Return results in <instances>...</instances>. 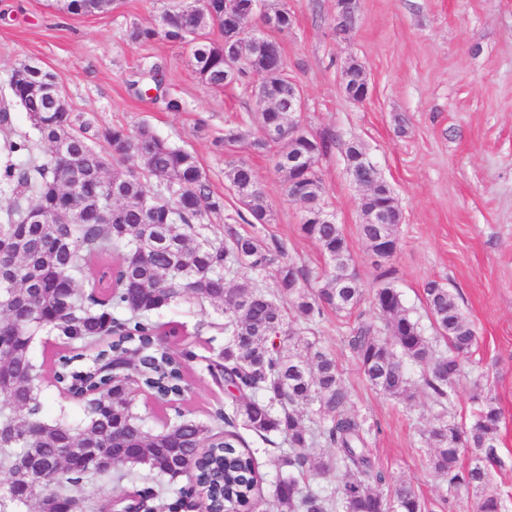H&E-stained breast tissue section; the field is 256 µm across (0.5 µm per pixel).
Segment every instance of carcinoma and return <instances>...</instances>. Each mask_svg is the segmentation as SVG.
<instances>
[{
    "label": "carcinoma",
    "instance_id": "cac0c4a2",
    "mask_svg": "<svg viewBox=\"0 0 512 512\" xmlns=\"http://www.w3.org/2000/svg\"><path fill=\"white\" fill-rule=\"evenodd\" d=\"M160 21L165 28L135 26L129 38L192 41L189 61L199 81L224 87V48L241 40V31L224 20V0H186ZM214 29L221 40L210 38ZM240 74L265 82L273 99L288 95L289 74L269 77L261 50L247 54ZM48 76L37 69L24 84L9 83L12 99L35 120L36 139L16 133L11 114L0 109V192L12 199L0 216V240H20L0 259V512H184L202 494L217 512H238L261 480L245 432L280 447L276 465L286 475L266 503L269 512H426L412 487L382 489L384 479L367 454L375 425L350 411L332 354L288 326L286 303L309 324L327 308L350 315L364 300L339 225L320 223L326 206L320 176L288 167V156L260 135L249 141L253 150L270 154L286 191L312 186L314 220L301 230L330 263L326 286L313 292L300 287L303 274L282 246L231 226L223 239L205 234L206 220L224 210V199L192 153L145 125L101 130L94 137L103 138L112 154L96 152L90 126L58 111L40 90ZM72 166L84 174L77 187L68 184ZM224 174L231 188L247 192L240 197L247 211L240 219L270 223L248 162L229 159ZM35 207L50 213L65 208L76 217L70 224H30ZM108 208L112 223L104 224L99 212ZM243 265L272 271L278 296L238 280ZM424 294L447 351L435 348L394 287L373 293L383 324L358 322L349 345L371 386L409 401L414 380L407 366L413 365L420 368L422 388L445 409L478 336L448 288L432 280ZM182 302L223 316L198 325L197 331L209 333L203 354L192 345L173 347L167 337L180 335L178 326L155 320L162 308ZM41 335L54 337L60 348L49 368L34 354ZM191 363L227 396L215 411L224 430L179 408L162 429L150 427L149 413L138 410L137 389L157 393V404L166 406L185 391ZM49 387L74 394L82 405L78 419L63 410L46 414ZM472 400L476 409L468 424L439 414L426 436L429 464L451 495H471L473 512H503L490 478V468L501 464L502 411L478 381ZM298 405L317 407L324 419L306 421ZM321 441L335 454L315 465L309 449ZM62 448L73 449V458H63ZM188 471L187 486L144 487L115 502L88 492L94 484L133 483L144 472L173 481Z\"/></svg>",
    "mask_w": 512,
    "mask_h": 512
}]
</instances>
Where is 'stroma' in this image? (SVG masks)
<instances>
[{
    "label": "stroma",
    "mask_w": 512,
    "mask_h": 512,
    "mask_svg": "<svg viewBox=\"0 0 512 512\" xmlns=\"http://www.w3.org/2000/svg\"><path fill=\"white\" fill-rule=\"evenodd\" d=\"M180 3L120 0L113 11L76 16L51 0H0V103H8L17 133L31 132L8 86L13 69L27 63L51 72L70 112L92 128L149 126L192 152L223 197L222 215L210 218L211 235L224 237L231 226L278 242L308 287H324L326 259L302 233V207L286 197L269 158L248 142H222L228 127L258 132L250 92L203 85L185 47L129 38L133 26L155 25ZM286 3L294 23L278 40L305 97L303 124L312 134L336 137L319 170L355 269L366 291L380 286L360 232L362 192L344 166L351 140L362 143L403 214L390 266L406 309L430 328L424 286L435 280L456 296L477 331L478 345L447 412L469 421L473 381L491 389L503 411L498 453L504 462L492 479L512 512V0H360L356 22L344 32L336 29V0ZM351 62L369 79L371 93L362 103L343 90L342 71ZM152 64L159 68L154 79L144 74ZM172 98L181 101V111L168 109ZM230 157L251 165L273 210L271 223L238 219L244 206L224 179ZM361 317L376 319L371 300L354 317L325 311L307 334L335 355L353 411L378 427L367 446L374 469L387 485H411L427 512H466L464 499L449 495L429 465L425 438L439 407L421 391L409 402L385 395L361 373L348 347ZM187 379L181 409L220 428L214 413L223 391L199 368H189Z\"/></svg>",
    "instance_id": "obj_1"
}]
</instances>
